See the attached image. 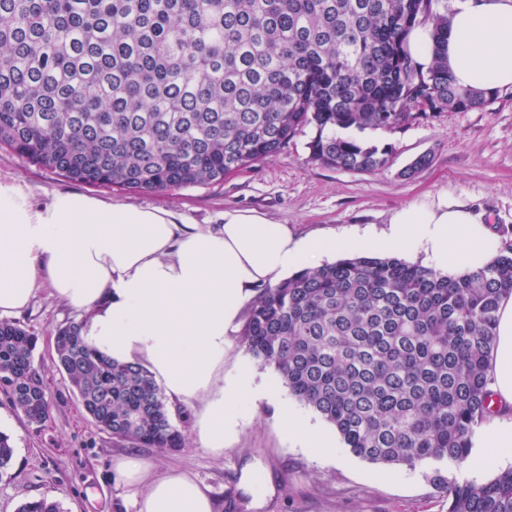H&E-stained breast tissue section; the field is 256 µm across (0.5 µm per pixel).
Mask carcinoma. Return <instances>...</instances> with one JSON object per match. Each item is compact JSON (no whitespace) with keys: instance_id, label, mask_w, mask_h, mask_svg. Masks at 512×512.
<instances>
[{"instance_id":"obj_1","label":"carcinoma","mask_w":512,"mask_h":512,"mask_svg":"<svg viewBox=\"0 0 512 512\" xmlns=\"http://www.w3.org/2000/svg\"><path fill=\"white\" fill-rule=\"evenodd\" d=\"M452 0H0V146L73 181L165 191L221 181L312 127L309 160L356 173L393 152L340 131H396L469 112L497 91L454 84ZM426 27L431 60L410 35ZM512 296V245L451 277L397 257L353 255L261 289L239 344L372 463L460 465L493 413L497 312ZM82 326L53 361L96 427L129 448L185 446L139 363L108 359ZM35 332L0 321V386L49 414ZM448 512H512V468L486 482L440 469ZM18 512H62L45 499Z\"/></svg>"}]
</instances>
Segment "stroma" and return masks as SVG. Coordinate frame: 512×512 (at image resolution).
<instances>
[{
	"label": "stroma",
	"mask_w": 512,
	"mask_h": 512,
	"mask_svg": "<svg viewBox=\"0 0 512 512\" xmlns=\"http://www.w3.org/2000/svg\"><path fill=\"white\" fill-rule=\"evenodd\" d=\"M313 128H304L276 156L204 186L160 192L92 187L69 180L0 148V180L16 181L31 201L48 205L58 193H79L108 203L157 207L184 215L192 224H220L228 211L253 213L289 225L298 235L333 230L349 235L381 227L397 209L425 205L446 193L468 199L501 240H512V94L502 93L485 108L438 113L404 130H367L361 139L389 144L393 153L382 169L368 174L329 169L309 161ZM421 156L429 164L413 176L405 169ZM78 312L40 293L16 320L39 337L35 365L51 398L42 426L30 425L0 391V431L14 451L0 470V512H17L29 501L59 503L64 512H135L131 490L117 481L113 460L133 455L150 460L157 473L178 469L209 488L217 512H447L448 503L427 475L439 468L460 481L484 482L502 469L493 460L426 462L409 468L371 463L344 445L319 456L288 441L279 418L288 405L301 419L326 433L334 428L303 406L239 343H231L224 373L247 365L258 386L274 398L243 408V419L223 455L202 448L193 418L182 425L186 445L176 452L129 449L113 444L84 411L66 377L52 363L57 330L80 321Z\"/></svg>",
	"instance_id": "obj_1"
}]
</instances>
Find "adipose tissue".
<instances>
[{
  "label": "adipose tissue",
  "mask_w": 512,
  "mask_h": 512,
  "mask_svg": "<svg viewBox=\"0 0 512 512\" xmlns=\"http://www.w3.org/2000/svg\"><path fill=\"white\" fill-rule=\"evenodd\" d=\"M448 67L465 88L512 86V0H455ZM361 248L425 254L461 274L500 253L498 234L467 200L448 195L404 206L382 230L343 237L296 235L289 225L241 212L220 224H185L169 211L66 193L34 206L20 184L0 182V317L19 313L39 290L82 312V337L101 354L145 366L171 403L197 413V435L213 454L258 390L247 369L224 375L229 338L255 287ZM502 412L486 422L485 456L512 461V297L498 311L491 360ZM137 512H214L189 473L156 475L149 462L115 460Z\"/></svg>",
  "instance_id": "ef3b65f1"
}]
</instances>
